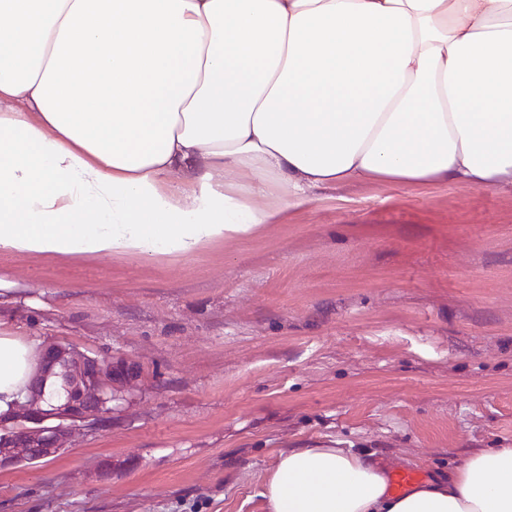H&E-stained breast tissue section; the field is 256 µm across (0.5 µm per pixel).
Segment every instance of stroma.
I'll return each mask as SVG.
<instances>
[{
    "instance_id": "1",
    "label": "stroma",
    "mask_w": 512,
    "mask_h": 512,
    "mask_svg": "<svg viewBox=\"0 0 512 512\" xmlns=\"http://www.w3.org/2000/svg\"><path fill=\"white\" fill-rule=\"evenodd\" d=\"M0 333L137 363L111 425L0 468V512H269L281 453L450 474L512 448V187L354 183L192 255L0 249Z\"/></svg>"
}]
</instances>
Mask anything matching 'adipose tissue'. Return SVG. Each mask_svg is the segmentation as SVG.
<instances>
[{"label": "adipose tissue", "instance_id": "ef3b65f1", "mask_svg": "<svg viewBox=\"0 0 512 512\" xmlns=\"http://www.w3.org/2000/svg\"><path fill=\"white\" fill-rule=\"evenodd\" d=\"M448 181L512 186V0H0V248L186 254L316 189ZM38 357L0 334V411ZM263 497L512 512V448L399 494L366 455L296 448Z\"/></svg>", "mask_w": 512, "mask_h": 512}]
</instances>
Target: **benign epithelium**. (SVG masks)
<instances>
[{
	"mask_svg": "<svg viewBox=\"0 0 512 512\" xmlns=\"http://www.w3.org/2000/svg\"><path fill=\"white\" fill-rule=\"evenodd\" d=\"M141 377L140 367L80 350L61 340L43 344L31 387L0 414V467L65 448L77 432L100 425L104 411Z\"/></svg>",
	"mask_w": 512,
	"mask_h": 512,
	"instance_id": "1",
	"label": "benign epithelium"
}]
</instances>
